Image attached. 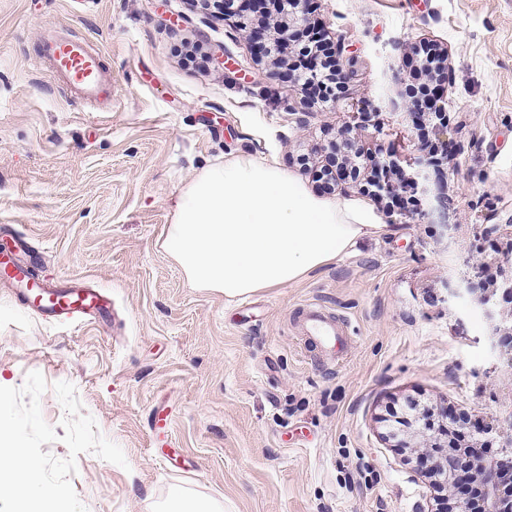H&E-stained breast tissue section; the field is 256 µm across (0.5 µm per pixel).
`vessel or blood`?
Returning <instances> with one entry per match:
<instances>
[{"label":"vessel or blood","mask_w":512,"mask_h":512,"mask_svg":"<svg viewBox=\"0 0 512 512\" xmlns=\"http://www.w3.org/2000/svg\"><path fill=\"white\" fill-rule=\"evenodd\" d=\"M42 58L51 77L63 93L99 112L112 104V79L102 56L77 33L41 42ZM18 258L0 261V281L13 285V293L31 312L48 322H79L87 317L111 315L112 298L101 288L82 282L56 286L40 279L45 254L34 249L21 236L12 238ZM302 331L316 337L328 350L344 341V329L336 320L318 309L305 312L300 319Z\"/></svg>","instance_id":"obj_1"}]
</instances>
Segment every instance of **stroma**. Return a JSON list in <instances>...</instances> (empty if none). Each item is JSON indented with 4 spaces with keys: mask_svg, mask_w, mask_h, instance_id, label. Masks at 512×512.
<instances>
[{
    "mask_svg": "<svg viewBox=\"0 0 512 512\" xmlns=\"http://www.w3.org/2000/svg\"><path fill=\"white\" fill-rule=\"evenodd\" d=\"M320 19L353 51L334 109L285 92L204 0H0V226L47 248L46 277L112 295L111 323L49 325L1 287L0 386L44 376L57 439L42 452L69 455L60 381L122 448L124 468L78 455L70 480L86 512H156L176 487L223 512H436L440 492L413 462L434 441L397 451L388 408L413 397L512 427V303L471 270L512 278V0H321ZM69 31L110 66L111 111L64 96L39 58L45 36ZM425 43L450 58L452 151L428 167L424 193L408 160L439 121L417 131L408 88ZM218 49L259 82L212 61ZM346 135L390 147L407 211L357 181L324 191L314 160ZM238 156L384 232L244 300L192 287L162 247L165 228L185 186ZM459 278L472 282L463 303L448 296ZM308 305L344 319L335 355L298 329ZM158 407L170 426L154 433Z\"/></svg>",
    "mask_w": 512,
    "mask_h": 512,
    "instance_id": "1",
    "label": "stroma"
}]
</instances>
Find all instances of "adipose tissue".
Instances as JSON below:
<instances>
[{"label":"adipose tissue","mask_w":512,"mask_h":512,"mask_svg":"<svg viewBox=\"0 0 512 512\" xmlns=\"http://www.w3.org/2000/svg\"><path fill=\"white\" fill-rule=\"evenodd\" d=\"M375 231L279 168L240 156L180 192L163 246L193 287L234 299L318 272Z\"/></svg>","instance_id":"obj_1"}]
</instances>
